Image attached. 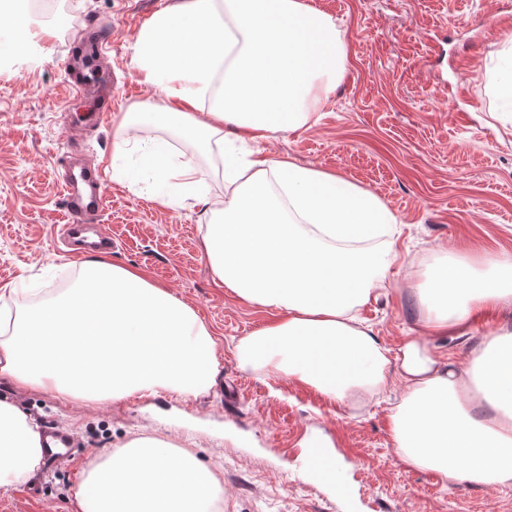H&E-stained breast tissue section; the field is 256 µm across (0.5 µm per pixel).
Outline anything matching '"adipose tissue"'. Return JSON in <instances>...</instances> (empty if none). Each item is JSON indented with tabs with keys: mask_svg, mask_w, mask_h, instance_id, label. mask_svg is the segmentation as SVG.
<instances>
[{
	"mask_svg": "<svg viewBox=\"0 0 512 512\" xmlns=\"http://www.w3.org/2000/svg\"><path fill=\"white\" fill-rule=\"evenodd\" d=\"M335 23L305 0H170L139 31L133 63L162 105L121 116L122 147L139 132L176 129L205 151L316 122L345 71ZM224 200L206 203L202 247L214 278L277 311L236 346L242 368L285 377L341 402L387 388L390 360L353 312L372 297L396 250V219L340 175L257 153L224 163ZM0 289V377L71 401L197 395L220 362L212 328L139 268L96 257L72 288L12 311ZM432 334L467 329L486 308L512 307V258L448 254L421 290ZM404 385L391 416L402 460L444 479L512 487V327L471 354L439 358L427 340L401 348ZM35 422L0 400V489L26 482L42 457ZM224 493L192 452L139 440L90 462L77 512H213Z\"/></svg>",
	"mask_w": 512,
	"mask_h": 512,
	"instance_id": "adipose-tissue-1",
	"label": "adipose tissue"
}]
</instances>
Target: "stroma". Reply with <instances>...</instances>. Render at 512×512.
Wrapping results in <instances>:
<instances>
[{"label":"stroma","instance_id":"stroma-1","mask_svg":"<svg viewBox=\"0 0 512 512\" xmlns=\"http://www.w3.org/2000/svg\"><path fill=\"white\" fill-rule=\"evenodd\" d=\"M167 0H56L33 26L54 28L47 57L0 65V287L24 284L38 294L70 287L83 251L56 241L65 221L58 168L63 158L99 163L106 185L96 217L116 243L112 263L137 266L190 304L213 329L221 367L196 396L135 395L80 403L0 380V399L36 424L71 430L76 459L38 469L0 491V512H74L84 467L137 438L191 450L221 477L218 512H512V488L463 478L444 481L405 464L390 416L401 385L374 398L332 402L314 389L241 369L237 342L267 323L265 308L232 295L213 278L202 249L203 208L195 201L159 207L157 179L130 176L137 152L116 153L113 120L97 123L93 95L63 96L70 75L96 48L97 28L110 44L103 79H117L113 112L161 104L132 65L140 28ZM330 15L348 50L344 77L315 124L262 142L264 155L335 172L378 196L396 216V253L378 300L357 315L389 352L427 336L434 352L465 368L487 334L512 325L511 311L481 313L465 334L426 335L417 289L445 251L512 256V114L498 108L493 86L512 60V7L503 0H307ZM170 151L209 170L198 193L224 196L217 157L182 140ZM237 381L235 404L224 384ZM330 445L344 489L317 480L305 464L311 441Z\"/></svg>","mask_w":512,"mask_h":512}]
</instances>
